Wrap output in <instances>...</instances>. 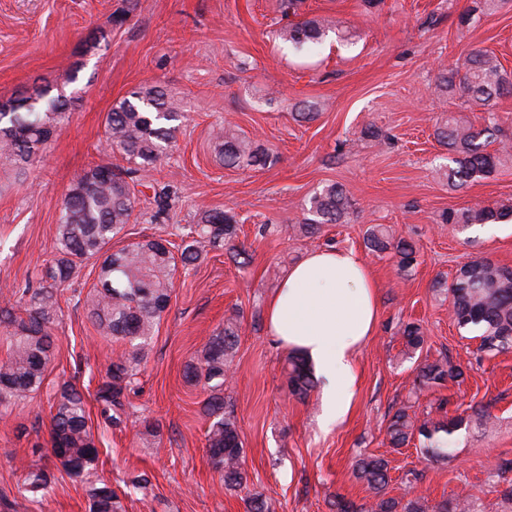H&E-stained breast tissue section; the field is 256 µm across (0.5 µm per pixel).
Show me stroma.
I'll return each mask as SVG.
<instances>
[{
    "instance_id": "35a3bbf8",
    "label": "stroma",
    "mask_w": 512,
    "mask_h": 512,
    "mask_svg": "<svg viewBox=\"0 0 512 512\" xmlns=\"http://www.w3.org/2000/svg\"><path fill=\"white\" fill-rule=\"evenodd\" d=\"M281 0H0V100L45 85L61 86L69 120L42 159L24 175L0 162V298L6 288L38 283L55 253L63 197L103 156L98 147L107 112L133 91L160 85L182 119L165 157L146 180L172 185L175 198L159 210L139 196L134 219L115 246L144 237L183 233L205 210L229 211L239 221L235 249L209 251L175 277L174 292L129 392L131 415L104 420L89 401L99 461L89 479L109 482L124 512H246L248 494L261 493L275 512H333L343 496L356 503L372 494L353 474L361 454L389 462L390 497L404 498L415 479L429 504L460 498L474 512H512V351L479 352L478 339L459 330L437 279H453L464 264L485 257L512 267V233H466L444 224V212L511 206L512 166L450 189L448 152L434 131L455 115L486 125L496 117L512 137V97L492 111L465 104L460 92L438 86L440 73L466 54L496 56L512 76V0L472 13L473 0H303L300 14L328 17L336 34L300 48L279 36ZM126 13L113 26V13ZM472 13L462 24L464 13ZM314 102V119L299 118ZM224 126L269 150L273 162L222 165L211 133ZM336 184L351 208L345 223L306 237L297 230L308 200ZM385 224L414 243L416 265L399 275L390 255L365 248L369 225ZM323 247L360 253L378 286L379 320L353 360L354 396L346 416L321 418V387L307 400L288 394L289 350L266 331L269 294L288 269ZM86 263L59 298L53 371L37 398L0 415V512H12L21 464L48 467L55 479L25 512H88L85 483L72 479L50 452L49 396L60 381L96 390L125 348L94 330L79 294L94 286ZM236 317L239 342L224 401L237 419L248 486L227 492L208 460L202 385L187 382L186 365L209 337ZM425 334L415 358L404 357L403 323ZM446 358L465 380L413 392L420 361ZM448 400L449 410L489 405L497 425L463 429L448 460L431 462L415 447H390L386 427L401 405L423 416ZM159 423L160 447L141 439L144 421ZM146 475V489L131 480Z\"/></svg>"
}]
</instances>
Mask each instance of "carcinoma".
I'll return each mask as SVG.
<instances>
[{"instance_id": "1", "label": "carcinoma", "mask_w": 512, "mask_h": 512, "mask_svg": "<svg viewBox=\"0 0 512 512\" xmlns=\"http://www.w3.org/2000/svg\"><path fill=\"white\" fill-rule=\"evenodd\" d=\"M332 31L325 19L309 18L289 22L279 36L300 47L319 42ZM445 86L459 90L473 105L489 107L502 96L512 94V78L498 59L485 51H472L442 75ZM67 101L51 95L32 107L17 112H0V158L11 165L32 166L43 155L52 137L68 119ZM179 120L174 103L164 88L153 85L132 93L113 105L104 122L103 152L119 154L127 165L102 163L91 167L69 187L57 224L53 259L41 271L40 281L11 292L15 300L4 299L0 306V326L5 329L6 357L0 359V408L40 393L53 363V331L60 311L58 292L75 270L93 260L98 267L97 283L88 292L85 305L96 332L103 337L125 340L129 350L112 360L106 380L96 391L101 413L114 424L121 422L129 405L126 391L134 382L137 365L147 358L155 327L166 310L174 288L177 265L187 269L198 263L207 248L219 249L232 243L237 235V220L229 211L207 210L189 233L181 237L180 256L162 237H147L112 250V240L124 231L136 207L135 187L141 184L138 173H146L166 152L175 138ZM439 142L453 155L448 168V186L458 188L476 178H487L512 162V147L502 145L490 151L496 142L489 127L448 118L437 129ZM215 151L226 167H234L244 158L266 163L268 155L258 154L251 139L230 132H216ZM348 201L343 189L329 184L310 199V217L299 225L309 237L319 233L323 224L344 221ZM512 215V207L470 206L451 209L443 223L461 230L497 222ZM366 247L378 254L397 257L399 271L416 262V251L405 240L394 237L384 224H373L365 231ZM448 298L451 317L462 329L477 333L478 350L488 354L512 349V268L488 259L464 265L449 284L436 282ZM404 355L412 358L425 341L420 324L409 322L401 329ZM238 343L236 319L229 317L224 329L211 336L197 361L187 365L186 377L203 383L208 393L206 415L212 421L206 432V450L210 463L220 473L224 489L238 491L246 487L241 465L242 441L236 417L224 406L226 372ZM464 378L460 366L443 358L422 362L415 369V389L431 390L449 380ZM315 387L307 359L293 352L288 356V389L291 395L306 399ZM51 453L65 450L62 461L72 477H83L95 469L99 449L88 424L90 420L83 390L66 380L57 384L51 405ZM494 417L484 407L452 415L446 420L429 416L419 418L402 406L393 413L386 435L393 448L418 443L420 453L429 461H444L450 452V438L461 429H486ZM355 478L366 484L374 497L371 504H356L343 497L336 500V512H472L471 503L443 500L433 506L422 494L405 501L387 496L390 476L388 461L378 456L356 460ZM51 475L44 468H24V478L12 507L25 508L30 496L47 491ZM89 512H122L112 486L103 480L85 488Z\"/></svg>"}]
</instances>
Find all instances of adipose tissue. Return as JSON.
Segmentation results:
<instances>
[{
  "label": "adipose tissue",
  "instance_id": "1",
  "mask_svg": "<svg viewBox=\"0 0 512 512\" xmlns=\"http://www.w3.org/2000/svg\"><path fill=\"white\" fill-rule=\"evenodd\" d=\"M376 284L357 252L327 248L293 266L266 303L271 336L301 352L324 376L325 418H343L356 377L352 361L378 321Z\"/></svg>",
  "mask_w": 512,
  "mask_h": 512
}]
</instances>
